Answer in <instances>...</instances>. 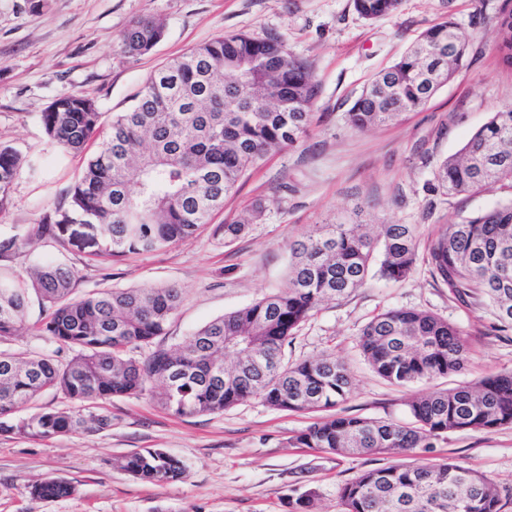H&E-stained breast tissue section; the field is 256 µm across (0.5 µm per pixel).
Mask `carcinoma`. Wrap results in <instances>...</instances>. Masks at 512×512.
I'll list each match as a JSON object with an SVG mask.
<instances>
[{"label":"carcinoma","instance_id":"cac0c4a2","mask_svg":"<svg viewBox=\"0 0 512 512\" xmlns=\"http://www.w3.org/2000/svg\"><path fill=\"white\" fill-rule=\"evenodd\" d=\"M400 0H354L365 20L397 11ZM151 16L131 22L123 49L144 55L163 38ZM463 34L452 22L424 30L389 68L379 72L346 113L357 131L394 121L427 104L456 71ZM319 82L311 61L269 36L224 35L196 46L155 71L125 112L103 113L75 94L53 102L40 121L63 149H97L63 202L44 213L26 235L0 240V255L35 238L56 237L68 214L88 216L104 243L99 255L149 254L193 238L222 208L224 197L269 153L298 141L312 127ZM23 158L0 145V215L12 203ZM437 187L477 195L512 183V105H506L465 145L443 160ZM247 224H215L214 237L231 242ZM413 224L388 222L373 234L366 224H316L289 245L287 284L253 303L219 316L174 348L146 357L129 355L166 335L183 300L175 285L88 290L76 294L77 272L46 262L20 279L0 273V342L25 325L31 295L42 316L36 329L56 344L48 354L0 351V432L41 439L95 433L112 426L100 405L152 385L159 403L179 417L215 414L251 399L280 411L319 412L336 407L352 388L347 365L331 354L298 362L283 347L320 306L362 287L373 263L381 277L401 281L416 260ZM435 278L463 299L478 297L500 328L512 330V202L447 224L431 242ZM359 347L373 371L401 388L448 378L465 369L463 333L425 310L392 309L371 320ZM47 390L68 400L63 408L25 417ZM410 424L347 415L316 419L288 445L351 455H406L433 447L457 430L512 426V371L437 389L405 401ZM116 466L136 479L162 485L180 479L184 466L162 448L123 455ZM74 487L47 479L29 486L32 497H66ZM314 492L288 497L291 512H309ZM341 512H500L497 485L469 467L443 461L397 463L361 472L339 488Z\"/></svg>","mask_w":512,"mask_h":512}]
</instances>
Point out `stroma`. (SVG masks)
<instances>
[{
    "label": "stroma",
    "mask_w": 512,
    "mask_h": 512,
    "mask_svg": "<svg viewBox=\"0 0 512 512\" xmlns=\"http://www.w3.org/2000/svg\"><path fill=\"white\" fill-rule=\"evenodd\" d=\"M512 0H401L393 16L361 18L352 0H0V143L16 148L23 167L12 205L0 217V238L26 234L79 177L84 154L63 150L45 134L40 115L57 99L80 94L100 112L126 110L151 73L171 58L215 37L245 33L278 37L294 55L313 62L320 82L315 123L294 145L272 152L239 181L212 221L246 217L256 199L261 221L232 242L203 229L189 241L151 254L111 261L91 258L98 231L65 225L60 239H42L0 256V271L23 275L45 261L72 265L78 289L174 284L184 300L164 346L187 340L207 321L285 286L288 245L311 225L337 216L361 222L416 225L410 275L394 282L372 274L348 297L322 305L284 347L291 362L330 352L344 361L352 390L336 412L409 422L412 393L512 370V331H500L480 300L455 298L428 264L435 234L512 201V189L466 197L436 188L434 171L459 152L503 104L512 103V70L497 51V16ZM159 18L164 38L146 55L121 46L129 23ZM454 21L467 52L451 81L423 108L360 132L346 113L373 74L398 59L428 26ZM432 312L459 328L468 361L456 378L400 388L377 376L357 342L363 327L390 309ZM110 428L33 440L0 433V512H289L293 491H315L311 512H340L338 491L360 472L392 464L385 455L336 454L289 446L313 415L272 409L252 399L217 414L178 417L154 388L104 405ZM161 448L180 459L183 477L165 485L135 479L115 457ZM452 460L492 478L502 512H512V427L459 430L433 448L407 455L410 463ZM61 478L72 495L42 501L32 483Z\"/></svg>",
    "instance_id": "35a3bbf8"
}]
</instances>
